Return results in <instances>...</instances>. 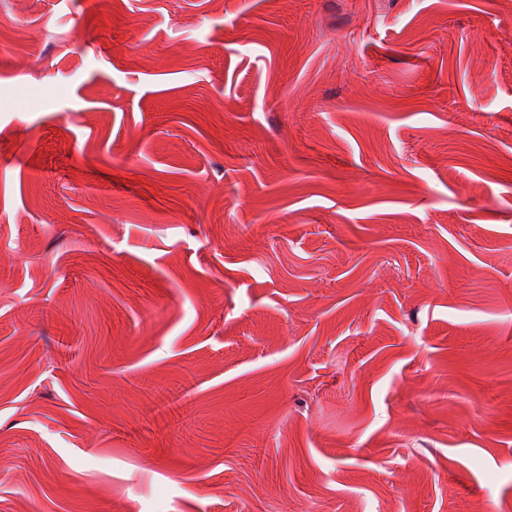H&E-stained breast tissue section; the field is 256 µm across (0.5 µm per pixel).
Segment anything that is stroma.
<instances>
[{
	"label": "stroma",
	"instance_id": "obj_1",
	"mask_svg": "<svg viewBox=\"0 0 512 512\" xmlns=\"http://www.w3.org/2000/svg\"><path fill=\"white\" fill-rule=\"evenodd\" d=\"M0 512H512V0H0Z\"/></svg>",
	"mask_w": 512,
	"mask_h": 512
}]
</instances>
